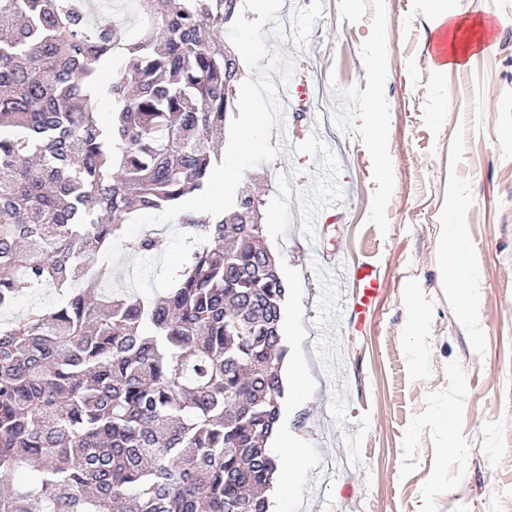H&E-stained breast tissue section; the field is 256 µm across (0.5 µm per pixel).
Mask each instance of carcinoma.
<instances>
[{"mask_svg":"<svg viewBox=\"0 0 512 512\" xmlns=\"http://www.w3.org/2000/svg\"><path fill=\"white\" fill-rule=\"evenodd\" d=\"M225 2L135 0L127 41L109 0H0V310L59 296L0 323V512H268L285 286L260 196L178 216L206 241L157 300L106 291L112 269L85 261L220 163ZM56 300L57 298L51 290H44L33 298L22 297L10 310L2 311L0 313V320L4 321L6 318L22 315L32 306L49 309L54 306Z\"/></svg>","mask_w":512,"mask_h":512,"instance_id":"obj_1","label":"carcinoma"}]
</instances>
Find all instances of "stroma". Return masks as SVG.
Listing matches in <instances>:
<instances>
[{
    "mask_svg": "<svg viewBox=\"0 0 512 512\" xmlns=\"http://www.w3.org/2000/svg\"><path fill=\"white\" fill-rule=\"evenodd\" d=\"M448 5L487 19L489 46L444 74L431 0H284L288 38L266 40L295 57L296 100L271 131L283 153L243 181L259 183L264 242L286 288L284 360L300 386L280 402V428L305 452L289 512H415L425 499L432 512H512V0ZM378 46L389 77L377 86ZM374 99L385 109V176ZM460 188L469 202L456 213L448 202ZM444 224L463 225L479 273L471 325L440 278ZM326 255L376 270L378 294L349 330L356 291L324 295L315 266ZM413 302L428 312L418 358ZM328 341L340 354L331 366L320 354ZM440 404L457 412L449 459L433 420Z\"/></svg>",
    "mask_w": 512,
    "mask_h": 512,
    "instance_id": "35a3bbf8",
    "label": "stroma"
}]
</instances>
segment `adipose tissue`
<instances>
[{
    "label": "adipose tissue",
    "instance_id": "obj_1",
    "mask_svg": "<svg viewBox=\"0 0 512 512\" xmlns=\"http://www.w3.org/2000/svg\"><path fill=\"white\" fill-rule=\"evenodd\" d=\"M440 244L444 252V263L451 270L450 280L456 296V314L461 318H471L474 307L472 288L475 271L467 259L465 236L461 225H442Z\"/></svg>",
    "mask_w": 512,
    "mask_h": 512
}]
</instances>
